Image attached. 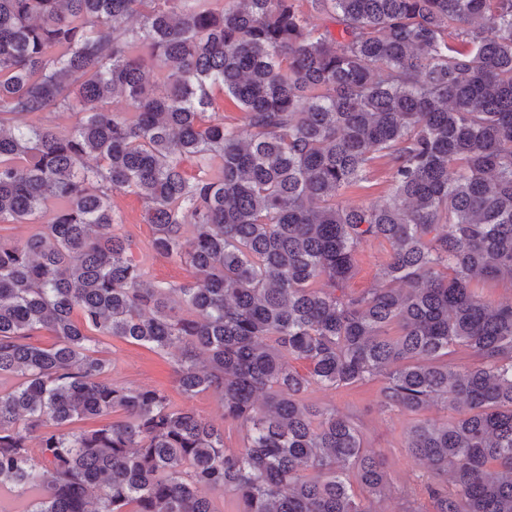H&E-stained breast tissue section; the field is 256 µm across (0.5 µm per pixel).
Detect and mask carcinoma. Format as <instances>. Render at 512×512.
<instances>
[{
  "label": "carcinoma",
  "instance_id": "obj_1",
  "mask_svg": "<svg viewBox=\"0 0 512 512\" xmlns=\"http://www.w3.org/2000/svg\"><path fill=\"white\" fill-rule=\"evenodd\" d=\"M58 111L81 118L61 133ZM381 160L386 201L346 203ZM116 193L193 282L148 278ZM0 224L34 225L0 239L14 512H220L226 490L241 512H381L383 459L305 398L371 381L414 417L433 512H512V303L480 291L512 283V0H0ZM370 241L386 258L352 293ZM96 334L178 352L180 392L214 395L240 447L109 380ZM438 400L456 416L419 418Z\"/></svg>",
  "mask_w": 512,
  "mask_h": 512
}]
</instances>
